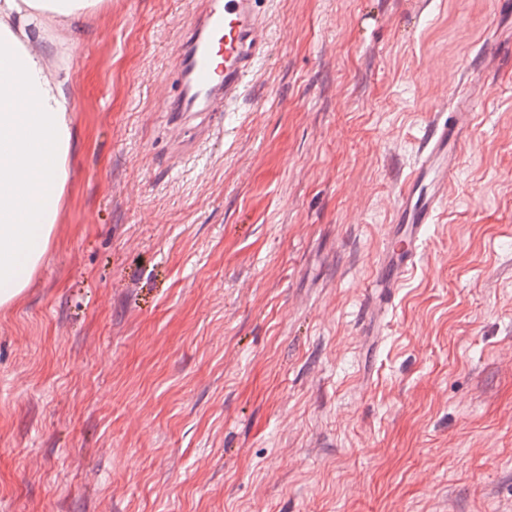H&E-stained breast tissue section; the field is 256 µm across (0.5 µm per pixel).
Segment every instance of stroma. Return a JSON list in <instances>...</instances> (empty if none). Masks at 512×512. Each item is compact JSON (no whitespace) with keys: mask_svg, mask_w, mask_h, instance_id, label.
<instances>
[{"mask_svg":"<svg viewBox=\"0 0 512 512\" xmlns=\"http://www.w3.org/2000/svg\"><path fill=\"white\" fill-rule=\"evenodd\" d=\"M193 0L53 28L76 142L0 308V512H512V51L497 0H259L217 125L163 100ZM482 84L378 336L369 281L430 114Z\"/></svg>","mask_w":512,"mask_h":512,"instance_id":"1","label":"stroma"}]
</instances>
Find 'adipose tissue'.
<instances>
[{"mask_svg":"<svg viewBox=\"0 0 512 512\" xmlns=\"http://www.w3.org/2000/svg\"><path fill=\"white\" fill-rule=\"evenodd\" d=\"M101 0H0V308L28 288L53 236L73 146L69 80L54 76L52 27H71Z\"/></svg>","mask_w":512,"mask_h":512,"instance_id":"1","label":"adipose tissue"}]
</instances>
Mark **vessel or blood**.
<instances>
[{"instance_id": "vessel-or-blood-1", "label": "vessel or blood", "mask_w": 512, "mask_h": 512, "mask_svg": "<svg viewBox=\"0 0 512 512\" xmlns=\"http://www.w3.org/2000/svg\"><path fill=\"white\" fill-rule=\"evenodd\" d=\"M181 31L175 68L179 92L168 111L183 120L196 113L216 119L242 96L246 78L269 47V31L258 0H198ZM478 88L456 97L449 111H436L420 140L419 157L397 190L383 250L370 281L367 307L372 335H380L390 297L418 262L425 233L447 195L474 114Z\"/></svg>"}]
</instances>
